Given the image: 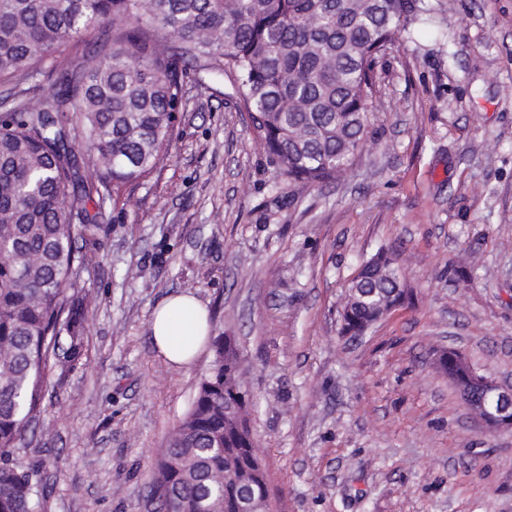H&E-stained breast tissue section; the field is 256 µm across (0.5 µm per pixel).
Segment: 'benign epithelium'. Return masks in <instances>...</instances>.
Returning a JSON list of instances; mask_svg holds the SVG:
<instances>
[{
  "instance_id": "obj_1",
  "label": "benign epithelium",
  "mask_w": 512,
  "mask_h": 512,
  "mask_svg": "<svg viewBox=\"0 0 512 512\" xmlns=\"http://www.w3.org/2000/svg\"><path fill=\"white\" fill-rule=\"evenodd\" d=\"M458 392L464 400L472 401L471 409L487 430L512 426V386L474 375L459 384Z\"/></svg>"
}]
</instances>
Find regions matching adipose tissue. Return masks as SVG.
<instances>
[{"instance_id":"1","label":"adipose tissue","mask_w":512,"mask_h":512,"mask_svg":"<svg viewBox=\"0 0 512 512\" xmlns=\"http://www.w3.org/2000/svg\"><path fill=\"white\" fill-rule=\"evenodd\" d=\"M209 330L206 307L188 293L166 296L157 305L150 323L154 345L176 366L189 364L196 357Z\"/></svg>"}]
</instances>
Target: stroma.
<instances>
[{"label":"stroma","mask_w":512,"mask_h":512,"mask_svg":"<svg viewBox=\"0 0 512 512\" xmlns=\"http://www.w3.org/2000/svg\"><path fill=\"white\" fill-rule=\"evenodd\" d=\"M378 66L374 143L341 180L297 194L217 73L190 68L163 166L107 202L84 355L48 369L21 447L41 512H159L161 448L214 360L155 348L156 305L188 292L245 359L270 512H512V429L490 433L435 364L460 352L512 385V0H426ZM44 61L29 92L97 39ZM399 252L409 306L340 333L347 283Z\"/></svg>","instance_id":"35a3bbf8"}]
</instances>
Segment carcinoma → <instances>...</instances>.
I'll return each mask as SVG.
<instances>
[{
	"label": "carcinoma",
	"instance_id": "carcinoma-1",
	"mask_svg": "<svg viewBox=\"0 0 512 512\" xmlns=\"http://www.w3.org/2000/svg\"><path fill=\"white\" fill-rule=\"evenodd\" d=\"M424 0H0V80L22 84L62 43L101 28L83 64L47 96L0 116V512H35L39 467L19 445L41 411L48 363L83 355L86 257L101 207L163 164L183 72L204 62L229 80L255 139L297 189L341 179L371 141L376 67L429 13ZM99 171L82 180L73 149ZM399 254L381 249L347 286L340 332L362 336L411 301ZM215 357L193 406L160 452L162 512H237L242 486L267 493L247 424L249 393L235 343Z\"/></svg>",
	"mask_w": 512,
	"mask_h": 512
}]
</instances>
